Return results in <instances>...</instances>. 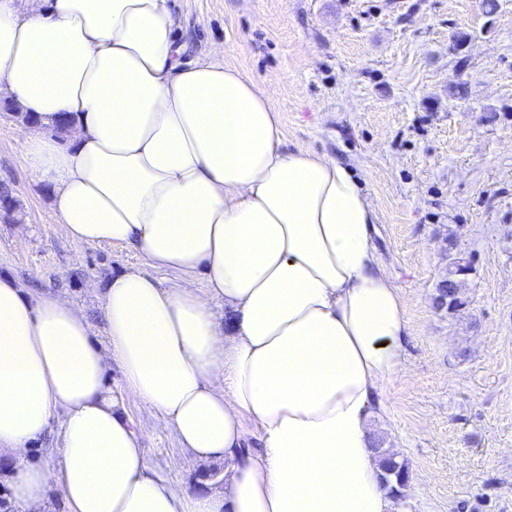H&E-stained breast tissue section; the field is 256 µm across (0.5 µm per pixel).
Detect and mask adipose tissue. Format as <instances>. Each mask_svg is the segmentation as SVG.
<instances>
[{
    "label": "adipose tissue",
    "instance_id": "adipose-tissue-1",
    "mask_svg": "<svg viewBox=\"0 0 512 512\" xmlns=\"http://www.w3.org/2000/svg\"><path fill=\"white\" fill-rule=\"evenodd\" d=\"M187 50L168 0H0V92L33 119L32 179L72 245L142 259L103 285V345L68 298L0 275L11 497L23 512L52 487L68 512H398L371 424L408 328L373 201L349 167L283 149L269 90L223 45ZM114 368L193 459L223 461V491L149 469ZM50 432L56 467L29 463Z\"/></svg>",
    "mask_w": 512,
    "mask_h": 512
}]
</instances>
